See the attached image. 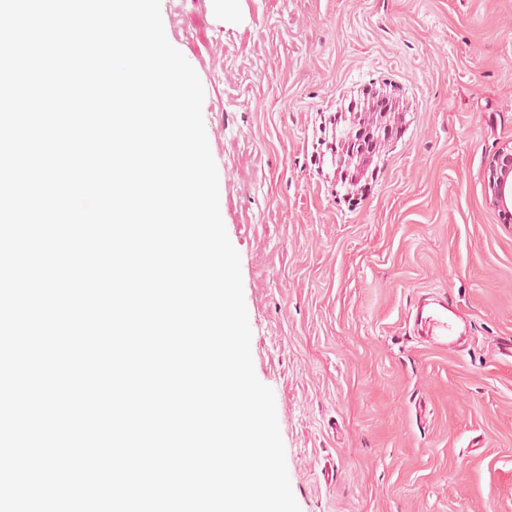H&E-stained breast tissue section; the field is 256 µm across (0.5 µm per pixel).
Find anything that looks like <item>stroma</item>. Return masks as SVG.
<instances>
[{"instance_id":"1","label":"stroma","mask_w":512,"mask_h":512,"mask_svg":"<svg viewBox=\"0 0 512 512\" xmlns=\"http://www.w3.org/2000/svg\"><path fill=\"white\" fill-rule=\"evenodd\" d=\"M197 72L255 374L301 512H512V0H161ZM379 89L401 130L347 188L332 120ZM447 294L464 346L409 316ZM486 195L492 207L512 216V146L500 148L489 161Z\"/></svg>"}]
</instances>
